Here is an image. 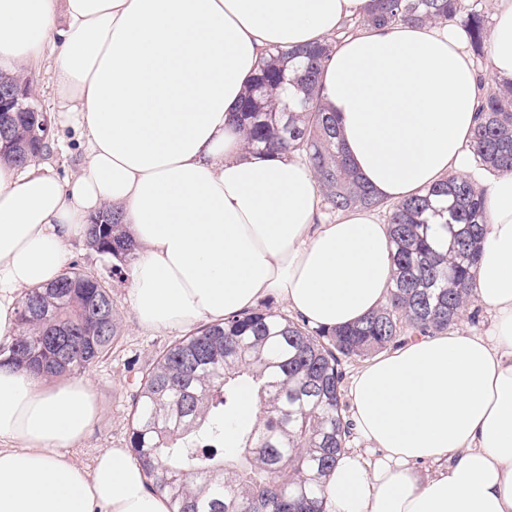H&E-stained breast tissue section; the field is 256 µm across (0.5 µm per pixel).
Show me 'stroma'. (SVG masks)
I'll list each match as a JSON object with an SVG mask.
<instances>
[{
	"instance_id": "stroma-1",
	"label": "stroma",
	"mask_w": 512,
	"mask_h": 512,
	"mask_svg": "<svg viewBox=\"0 0 512 512\" xmlns=\"http://www.w3.org/2000/svg\"><path fill=\"white\" fill-rule=\"evenodd\" d=\"M24 76L32 88L35 104L52 117V152L46 161L59 177L73 178L83 157L81 139L77 130L62 125L55 118V99L46 63L26 65ZM67 261L79 264L88 274L108 283L120 323V336L110 352L84 374L96 394L99 416L72 456L77 463L88 466L102 450L127 446L131 382L177 334L141 327L129 303L127 267L113 268L111 259L89 249L82 239L69 243Z\"/></svg>"
}]
</instances>
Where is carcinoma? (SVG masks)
<instances>
[{
    "mask_svg": "<svg viewBox=\"0 0 512 512\" xmlns=\"http://www.w3.org/2000/svg\"><path fill=\"white\" fill-rule=\"evenodd\" d=\"M399 22L457 25L474 55L483 54L486 16L463 0H372L368 13L346 21L338 34ZM332 50L330 43L271 50L229 122L247 150L303 156L329 212L386 210L394 262L388 298L358 323L332 331L257 308L164 346L133 383L128 445L148 481L168 495L171 512H324L321 480L350 437L341 360L379 352L404 336L446 331L473 300L482 191L455 176L387 204L361 183L343 158L336 113L320 95ZM40 120L19 113L13 147L0 153L1 162L22 166L51 153L50 137L31 138ZM473 153L483 166L512 171V83L481 93ZM85 240L120 264L136 257L137 243L115 209L90 218ZM17 326L10 342H0V367L45 376L90 369L120 335L106 282L74 266L26 294ZM246 387L260 406L253 423L237 416ZM229 426L239 433L246 464L222 447Z\"/></svg>",
    "mask_w": 512,
    "mask_h": 512,
    "instance_id": "carcinoma-1",
    "label": "carcinoma"
}]
</instances>
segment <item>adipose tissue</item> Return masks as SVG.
Masks as SVG:
<instances>
[{
    "instance_id": "ef3b65f1",
    "label": "adipose tissue",
    "mask_w": 512,
    "mask_h": 512,
    "mask_svg": "<svg viewBox=\"0 0 512 512\" xmlns=\"http://www.w3.org/2000/svg\"><path fill=\"white\" fill-rule=\"evenodd\" d=\"M370 0H0V67L44 58L59 117L80 132L70 181L0 164V340L30 289L57 281L101 210L137 241L129 302L147 330L220 322L282 297L313 327L385 302L390 227L370 210L323 221L296 155L244 149L230 126L264 51L335 41L322 100L344 156L387 203L443 179L485 198L473 296L487 334L410 337L348 385L359 448L323 478L326 512H512V172L471 149L480 72L448 24L359 28ZM490 76L512 81V0H494ZM90 382L0 368V512H170L129 449L70 451L98 417Z\"/></svg>"
}]
</instances>
